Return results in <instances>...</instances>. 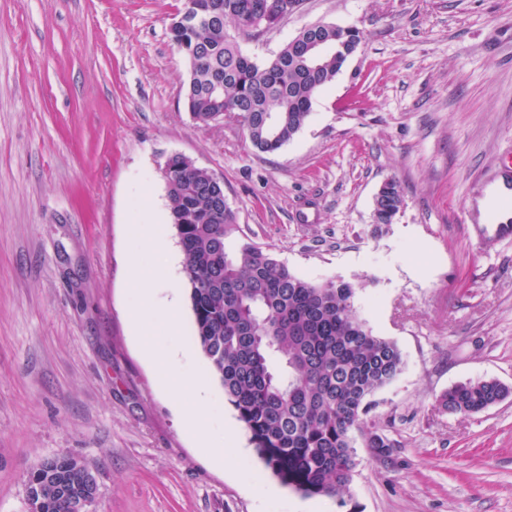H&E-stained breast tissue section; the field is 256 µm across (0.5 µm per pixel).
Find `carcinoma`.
I'll return each instance as SVG.
<instances>
[{
	"label": "carcinoma",
	"mask_w": 512,
	"mask_h": 512,
	"mask_svg": "<svg viewBox=\"0 0 512 512\" xmlns=\"http://www.w3.org/2000/svg\"><path fill=\"white\" fill-rule=\"evenodd\" d=\"M192 2L185 11L195 10L196 22L170 28L190 66L189 112L200 121L235 112L256 149L279 150L307 121L314 94L342 69L348 36L323 26L320 35L333 52L304 69L298 62L308 35L303 29L271 62L259 64L243 54L227 25L257 37L263 33L257 9L266 7L263 21L271 26L297 0ZM271 113L281 117L274 136L265 130ZM165 183L195 337L224 397L283 485L307 496L342 497L355 467L352 432L377 454H390L392 443L367 414L370 397L402 372L400 348L358 315L352 283L302 278L252 243L229 251L236 215L213 174L176 157ZM403 203L395 183L374 223H392ZM508 393L496 380H476L448 388L437 403L446 413L469 415ZM84 466L69 455L44 460L24 480L26 512H70L71 498L86 490Z\"/></svg>",
	"instance_id": "carcinoma-1"
}]
</instances>
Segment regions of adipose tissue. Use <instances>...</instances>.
<instances>
[{
    "instance_id": "obj_1",
    "label": "adipose tissue",
    "mask_w": 512,
    "mask_h": 512,
    "mask_svg": "<svg viewBox=\"0 0 512 512\" xmlns=\"http://www.w3.org/2000/svg\"><path fill=\"white\" fill-rule=\"evenodd\" d=\"M136 234L143 244L154 249L159 263L150 269H143L137 254L128 257L129 271L142 290L138 304L130 312V320L140 339L152 336L155 323H163L169 333H176L183 322V310L179 292L175 286L173 267L167 259V227L163 224H140ZM150 363L160 372L164 388L171 393L188 389L194 390L193 403L182 406L180 423L182 428L197 438L201 448L210 453L217 462H224L235 453L233 436H225L222 442L211 443L208 439L209 420L205 411L207 389L204 380L187 378L179 367L178 355L174 352H160L147 347Z\"/></svg>"
}]
</instances>
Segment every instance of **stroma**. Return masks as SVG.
<instances>
[{"label": "stroma", "instance_id": "obj_1", "mask_svg": "<svg viewBox=\"0 0 512 512\" xmlns=\"http://www.w3.org/2000/svg\"><path fill=\"white\" fill-rule=\"evenodd\" d=\"M184 4L0 0V512H26L25 477L62 454L95 474L96 512H512V396L469 416L437 405L471 380L512 387V242L481 251L470 193L512 148V0H300L278 28L238 36L263 64L311 24L363 33L274 153L234 113L188 112L169 34ZM174 154L223 179L229 249L353 283L357 312L402 351L367 416L394 453L355 437L342 498L281 485L214 381L211 432L232 425L239 449L217 464L179 426L191 393H165L141 353L131 228L168 217ZM389 179L404 205L377 224ZM193 326L185 312L152 344L206 373Z\"/></svg>", "mask_w": 512, "mask_h": 512}]
</instances>
